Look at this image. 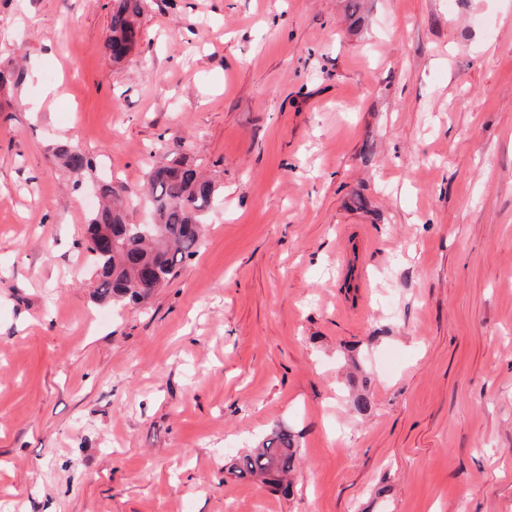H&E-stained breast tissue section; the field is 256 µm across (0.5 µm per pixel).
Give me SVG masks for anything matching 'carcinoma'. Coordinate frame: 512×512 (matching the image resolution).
I'll use <instances>...</instances> for the list:
<instances>
[{"mask_svg":"<svg viewBox=\"0 0 512 512\" xmlns=\"http://www.w3.org/2000/svg\"><path fill=\"white\" fill-rule=\"evenodd\" d=\"M147 5L148 0H115L108 28L113 61H121L138 46L140 18ZM55 156L75 175L94 167L77 145H59ZM147 177L153 222L146 228L126 222L125 187L112 185L110 179L98 185L102 203L91 213L84 250L95 271L93 295L100 302L124 304L147 299L196 254L201 241L204 218L218 194L215 182L173 150L151 166ZM104 228L112 229L116 238L108 250L99 246ZM296 460L293 436L277 428L256 448L233 459L229 473L240 479H259L278 489L294 470Z\"/></svg>","mask_w":512,"mask_h":512,"instance_id":"obj_1","label":"carcinoma"}]
</instances>
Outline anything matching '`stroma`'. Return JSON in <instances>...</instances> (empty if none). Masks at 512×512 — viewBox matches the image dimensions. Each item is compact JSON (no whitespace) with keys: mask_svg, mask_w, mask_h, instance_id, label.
I'll return each mask as SVG.
<instances>
[{"mask_svg":"<svg viewBox=\"0 0 512 512\" xmlns=\"http://www.w3.org/2000/svg\"><path fill=\"white\" fill-rule=\"evenodd\" d=\"M113 5L0 0V512H512V0H151L120 63ZM66 142L219 187L144 304ZM279 424L289 493L227 474Z\"/></svg>","mask_w":512,"mask_h":512,"instance_id":"stroma-1","label":"stroma"}]
</instances>
